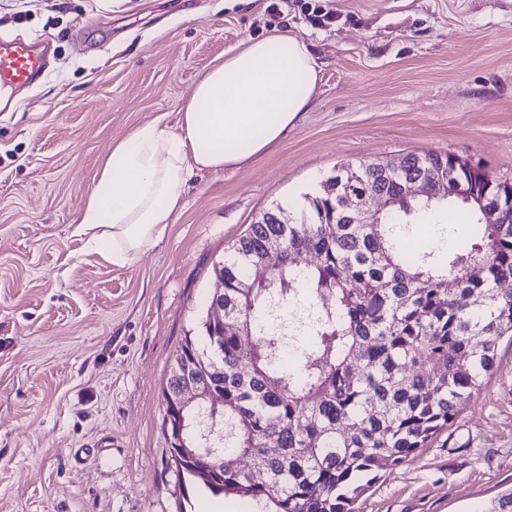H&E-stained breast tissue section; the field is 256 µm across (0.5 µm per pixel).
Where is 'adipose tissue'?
<instances>
[{"label": "adipose tissue", "mask_w": 512, "mask_h": 512, "mask_svg": "<svg viewBox=\"0 0 512 512\" xmlns=\"http://www.w3.org/2000/svg\"><path fill=\"white\" fill-rule=\"evenodd\" d=\"M317 83L313 53L296 34L245 39L197 83L176 127L159 117L113 142L75 234L108 263L130 265L165 237L193 171L240 167L280 140Z\"/></svg>", "instance_id": "obj_1"}]
</instances>
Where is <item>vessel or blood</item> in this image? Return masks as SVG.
<instances>
[{"instance_id": "1", "label": "vessel or blood", "mask_w": 512, "mask_h": 512, "mask_svg": "<svg viewBox=\"0 0 512 512\" xmlns=\"http://www.w3.org/2000/svg\"><path fill=\"white\" fill-rule=\"evenodd\" d=\"M49 44L42 39H0V101L11 104L15 92L36 85L46 66Z\"/></svg>"}]
</instances>
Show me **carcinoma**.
Segmentation results:
<instances>
[{
  "mask_svg": "<svg viewBox=\"0 0 512 512\" xmlns=\"http://www.w3.org/2000/svg\"><path fill=\"white\" fill-rule=\"evenodd\" d=\"M396 162L388 172L341 165L336 196L274 206L282 223L249 225L224 258V335L201 323L205 343L188 337L180 352L196 371L166 384L174 393L205 372L224 396L215 421L204 401L186 411L224 430V462L206 469L171 449L193 483L261 512H353L380 472L459 417L503 338L512 340V293L501 292L512 280V182L449 152ZM421 175L463 185L473 203H397L378 224L352 223L341 205L371 188L399 198ZM448 203L462 209L470 239L448 254L408 249L409 226L431 223ZM287 251L317 262L283 265ZM301 332L308 340L290 363L281 340ZM243 336L254 339L249 355Z\"/></svg>",
  "mask_w": 512,
  "mask_h": 512,
  "instance_id": "obj_1",
  "label": "carcinoma"
}]
</instances>
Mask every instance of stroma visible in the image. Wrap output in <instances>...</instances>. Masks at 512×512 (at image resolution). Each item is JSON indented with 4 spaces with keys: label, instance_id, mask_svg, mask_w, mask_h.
Segmentation results:
<instances>
[{
    "label": "stroma",
    "instance_id": "obj_1",
    "mask_svg": "<svg viewBox=\"0 0 512 512\" xmlns=\"http://www.w3.org/2000/svg\"><path fill=\"white\" fill-rule=\"evenodd\" d=\"M286 29L314 98L241 167L193 172L131 265L74 235L101 159L181 105L226 51ZM49 38L42 81L0 115V512H244L187 502L163 391L200 335L214 269L274 205L351 161L447 151L512 182V0H0V37ZM454 211L419 250L470 235ZM512 491V343L459 419L383 472L355 512H482Z\"/></svg>",
    "mask_w": 512,
    "mask_h": 512
}]
</instances>
